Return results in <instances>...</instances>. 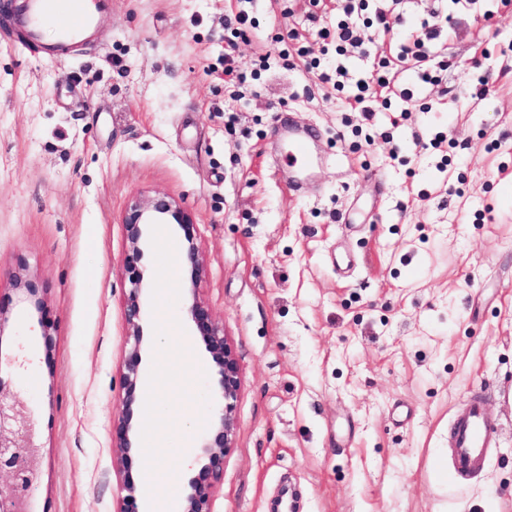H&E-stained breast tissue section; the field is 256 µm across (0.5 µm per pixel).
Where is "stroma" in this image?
<instances>
[{
  "instance_id": "obj_1",
  "label": "stroma",
  "mask_w": 512,
  "mask_h": 512,
  "mask_svg": "<svg viewBox=\"0 0 512 512\" xmlns=\"http://www.w3.org/2000/svg\"><path fill=\"white\" fill-rule=\"evenodd\" d=\"M338 5L252 0L236 38L235 0H112L64 61L0 10V378L41 448L26 512L117 508L122 217L158 192L193 221L199 297L242 379L212 512H272L288 486L297 512H512V0H403L406 29H441L442 81L369 122L318 78L336 67L318 31ZM291 26L301 41L278 42ZM228 51L247 74L238 98ZM269 51L287 63L260 68ZM288 122L318 134L297 186L273 135ZM180 236L168 227L146 259L154 341L134 410L157 418L131 465L177 498L213 375L181 315ZM20 279L39 305H19ZM478 393L495 445L452 479L448 427Z\"/></svg>"
}]
</instances>
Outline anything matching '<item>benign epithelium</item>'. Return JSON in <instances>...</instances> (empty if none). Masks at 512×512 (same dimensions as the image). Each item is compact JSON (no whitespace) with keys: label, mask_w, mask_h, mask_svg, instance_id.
<instances>
[{"label":"benign epithelium","mask_w":512,"mask_h":512,"mask_svg":"<svg viewBox=\"0 0 512 512\" xmlns=\"http://www.w3.org/2000/svg\"><path fill=\"white\" fill-rule=\"evenodd\" d=\"M130 243L124 269L131 288L125 301L129 334L121 387L125 411L115 423L116 442L112 453L123 465L117 512H143L141 492L133 480L130 464L139 453L136 438L140 425L133 423V405L143 392L145 381L144 326L147 322L148 283L143 260L149 251L155 226L174 224L183 232L182 260L190 273L186 294V315L190 330L205 347L213 366L211 426L198 446L182 495L180 512H212L214 493L224 480V457L232 447L233 411L241 379L239 368L224 337V326L198 295L204 273V258L192 232L193 222L176 201L165 193L133 201L123 216ZM40 464L31 411L0 379V512H26L23 505L33 490V478Z\"/></svg>","instance_id":"obj_1"}]
</instances>
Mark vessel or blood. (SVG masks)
Wrapping results in <instances>:
<instances>
[{
  "instance_id": "obj_1",
  "label": "vessel or blood",
  "mask_w": 512,
  "mask_h": 512,
  "mask_svg": "<svg viewBox=\"0 0 512 512\" xmlns=\"http://www.w3.org/2000/svg\"><path fill=\"white\" fill-rule=\"evenodd\" d=\"M112 0H17L13 13L29 44L48 57L64 60L74 50L93 41L98 21ZM55 27L54 41L42 40L45 27ZM278 135L288 140L283 161L291 168H307L313 162L309 131L281 126ZM495 427L477 397L453 418L448 429L450 474L463 477L480 470L486 461Z\"/></svg>"
}]
</instances>
